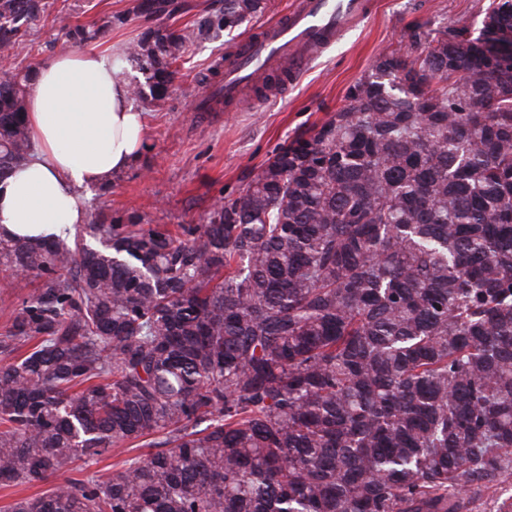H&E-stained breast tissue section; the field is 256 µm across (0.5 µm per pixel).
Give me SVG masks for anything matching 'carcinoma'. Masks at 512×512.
I'll return each mask as SVG.
<instances>
[{"label": "carcinoma", "instance_id": "1", "mask_svg": "<svg viewBox=\"0 0 512 512\" xmlns=\"http://www.w3.org/2000/svg\"><path fill=\"white\" fill-rule=\"evenodd\" d=\"M265 8L176 27L140 0L164 22L126 48L132 97ZM44 11L0 0V180ZM345 100L204 224L0 232V269L41 279L0 331V487H44L8 512H475L512 478V63L419 24Z\"/></svg>", "mask_w": 512, "mask_h": 512}]
</instances>
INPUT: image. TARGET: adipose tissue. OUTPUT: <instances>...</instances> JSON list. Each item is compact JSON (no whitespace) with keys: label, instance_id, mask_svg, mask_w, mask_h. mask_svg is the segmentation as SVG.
<instances>
[{"label":"adipose tissue","instance_id":"1","mask_svg":"<svg viewBox=\"0 0 512 512\" xmlns=\"http://www.w3.org/2000/svg\"><path fill=\"white\" fill-rule=\"evenodd\" d=\"M128 85L120 45L38 63L26 102L33 152L0 180V227L17 239L66 237L85 223L83 190L126 169L145 142V114Z\"/></svg>","mask_w":512,"mask_h":512}]
</instances>
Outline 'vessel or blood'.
<instances>
[{
	"label": "vessel or blood",
	"instance_id": "vessel-or-blood-1",
	"mask_svg": "<svg viewBox=\"0 0 512 512\" xmlns=\"http://www.w3.org/2000/svg\"><path fill=\"white\" fill-rule=\"evenodd\" d=\"M368 9L369 0H297L282 20L265 25L226 57L210 95L236 102L247 86L287 63L300 75Z\"/></svg>",
	"mask_w": 512,
	"mask_h": 512
}]
</instances>
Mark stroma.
Returning <instances> with one entry per match:
<instances>
[{
  "mask_svg": "<svg viewBox=\"0 0 512 512\" xmlns=\"http://www.w3.org/2000/svg\"><path fill=\"white\" fill-rule=\"evenodd\" d=\"M367 17L315 58L298 77L285 78L266 106L246 89L238 108L195 111L196 91L209 79L212 63L231 44L192 46L167 99L146 107V145L125 170L84 191L88 222L135 216L137 223L201 224L214 201L237 194L297 133L343 105L348 88L368 75L378 54L407 42L409 29L426 24L443 36L459 30L479 36L487 0H371ZM47 9L27 32L17 68H34L45 56L70 51L62 28L91 24L122 13L135 0H46Z\"/></svg>",
  "mask_w": 512,
  "mask_h": 512,
  "instance_id": "1",
  "label": "stroma"
}]
</instances>
